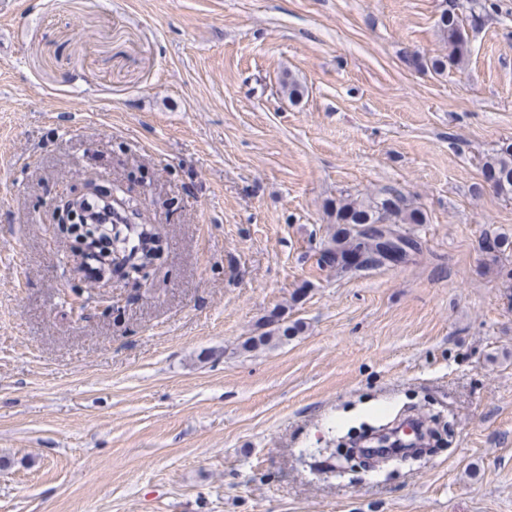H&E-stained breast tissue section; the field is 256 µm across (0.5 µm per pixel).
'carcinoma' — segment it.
Returning <instances> with one entry per match:
<instances>
[{
  "mask_svg": "<svg viewBox=\"0 0 512 512\" xmlns=\"http://www.w3.org/2000/svg\"><path fill=\"white\" fill-rule=\"evenodd\" d=\"M469 16L464 18L454 9H445L438 16L435 27L440 40L448 47V54L430 61L431 68L441 72L447 66L461 67L468 54L467 28L475 29L490 11L496 9L494 0H471ZM484 174L491 175V187L495 193L512 199V146L503 147L486 156L482 164ZM328 215L337 225L323 249L330 257L328 266L341 271H359L386 264L399 265L412 259L421 251V243L411 232L401 228L403 224L427 223L425 213L413 206L407 196L398 189H387L375 195L347 194L326 206ZM483 251L494 264L501 256L512 252V239L493 235L484 237ZM153 250L152 242L136 232L131 239H122L120 252L123 260L147 256ZM272 329L261 336H254L244 344L246 348L267 346L293 336L298 323L290 325L274 317L268 321Z\"/></svg>",
  "mask_w": 512,
  "mask_h": 512,
  "instance_id": "carcinoma-1",
  "label": "carcinoma"
}]
</instances>
